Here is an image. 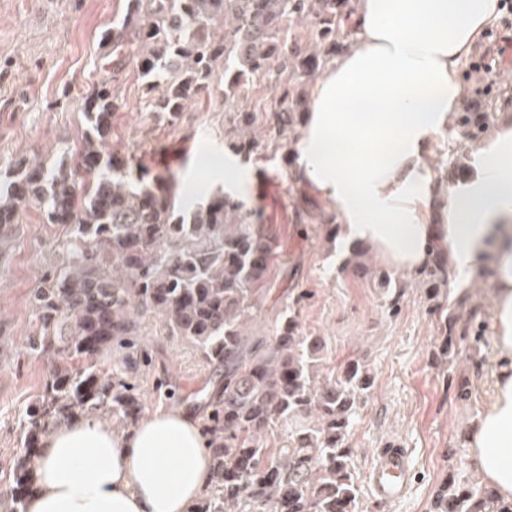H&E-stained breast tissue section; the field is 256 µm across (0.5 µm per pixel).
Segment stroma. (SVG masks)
Instances as JSON below:
<instances>
[{"label":"stroma","mask_w":512,"mask_h":512,"mask_svg":"<svg viewBox=\"0 0 512 512\" xmlns=\"http://www.w3.org/2000/svg\"><path fill=\"white\" fill-rule=\"evenodd\" d=\"M122 0H0V170L26 156L54 163L78 144L84 131L77 97L96 80L102 63L100 33ZM465 87L461 109L480 112L485 124L469 139L454 123L433 137L427 164L435 181L458 185L474 175L480 151L512 116V50L497 69L461 65ZM124 106L113 119L114 141L122 155L136 156L152 172L170 177L178 191L195 186L211 194L224 184V80L215 77L209 96L193 102L178 124L160 122L142 106L149 95L133 70L119 77ZM241 185L229 187L276 237L278 259L271 269L272 292L261 322L250 333L271 328L276 303L296 291L307 293L300 309L303 333L324 337L325 363L337 368L358 357L375 376L373 392L361 407L350 435L359 475L360 512H431L433 496L448 475L450 451L466 454L468 436L490 403L500 367L492 321L493 277L489 269L469 274L451 271L438 301H430L418 272L397 271L375 252H367L366 273L347 269L351 244L340 222L298 223L291 198L305 191L326 213L337 210L313 186L294 178L279 160L242 165ZM64 231L26 212L11 241L0 251V331L12 340L10 359L0 362V482L7 481L20 446L19 417L40 392L43 367L26 349L36 329L30 291L46 268L62 257ZM475 314L480 343H461L455 357L442 353L449 315ZM148 339L178 393L160 397L155 379L137 381L145 414L174 409L198 412L220 376L190 344L167 336L161 323L145 322ZM468 382L472 397L459 399L457 387ZM411 452L413 486L400 503L376 501L368 472L385 445Z\"/></svg>","instance_id":"stroma-1"}]
</instances>
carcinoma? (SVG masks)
Segmentation results:
<instances>
[{"instance_id":"carcinoma-1","label":"carcinoma","mask_w":512,"mask_h":512,"mask_svg":"<svg viewBox=\"0 0 512 512\" xmlns=\"http://www.w3.org/2000/svg\"><path fill=\"white\" fill-rule=\"evenodd\" d=\"M353 15V0H125L101 32L109 61L81 98L79 147L49 168L21 157L0 181V244L36 209L64 227L66 251L30 293L38 327L27 348L47 373L23 410L0 512H24L41 444L59 425L84 415L138 421L144 405L132 379L157 362L143 339L146 318L224 369L201 422L210 489L190 512H359L349 438L372 371L349 359L319 373L325 342L300 331L304 291L281 310L275 335L249 334L276 251L268 226L230 194L189 200L137 158L108 149L117 78L127 67L154 92L145 111L171 124L209 93L220 67L230 150L244 162L270 153L293 159L290 144L308 112L303 86L349 46ZM256 75L283 86L261 112L237 105ZM447 278V250L435 244L423 278L428 299ZM468 333L469 323L448 318L443 353L480 341ZM106 348L121 353L122 369L100 365ZM277 423L288 427L282 448L269 439ZM432 512H512V502L456 468Z\"/></svg>"}]
</instances>
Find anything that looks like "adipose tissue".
I'll list each match as a JSON object with an SVG mask.
<instances>
[{
	"label": "adipose tissue",
	"mask_w": 512,
	"mask_h": 512,
	"mask_svg": "<svg viewBox=\"0 0 512 512\" xmlns=\"http://www.w3.org/2000/svg\"><path fill=\"white\" fill-rule=\"evenodd\" d=\"M499 0H357L353 47L316 80L299 175L335 201L342 233L398 270L423 269L433 243L457 270L493 259V321L503 362L493 403L469 436L468 459L512 500V124L482 150L481 173L448 192L444 221H422L423 155L457 112L460 65L497 17ZM210 473L192 414L159 412L117 433L80 419L43 442L25 512H189Z\"/></svg>",
	"instance_id": "1"
}]
</instances>
